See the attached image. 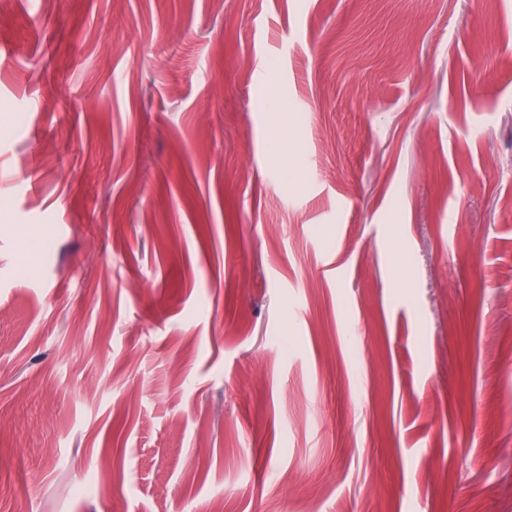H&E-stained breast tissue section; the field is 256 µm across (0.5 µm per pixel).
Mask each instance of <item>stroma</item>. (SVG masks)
<instances>
[{"mask_svg": "<svg viewBox=\"0 0 512 512\" xmlns=\"http://www.w3.org/2000/svg\"><path fill=\"white\" fill-rule=\"evenodd\" d=\"M0 512H512V0L0 12Z\"/></svg>", "mask_w": 512, "mask_h": 512, "instance_id": "obj_1", "label": "stroma"}]
</instances>
